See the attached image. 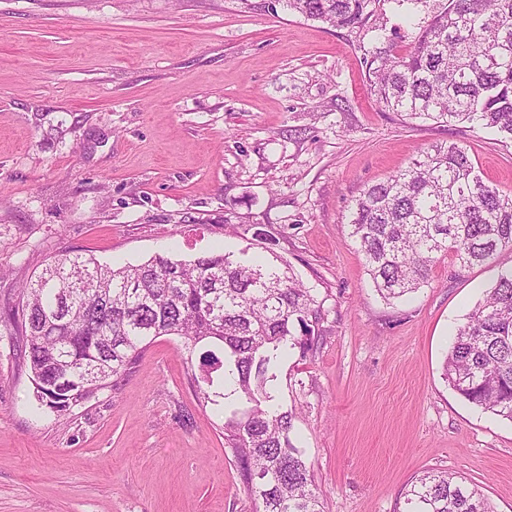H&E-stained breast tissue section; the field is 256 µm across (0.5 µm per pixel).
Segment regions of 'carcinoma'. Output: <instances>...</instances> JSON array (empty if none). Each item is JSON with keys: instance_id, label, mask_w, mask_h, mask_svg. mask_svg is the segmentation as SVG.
I'll use <instances>...</instances> for the list:
<instances>
[{"instance_id": "obj_1", "label": "carcinoma", "mask_w": 512, "mask_h": 512, "mask_svg": "<svg viewBox=\"0 0 512 512\" xmlns=\"http://www.w3.org/2000/svg\"><path fill=\"white\" fill-rule=\"evenodd\" d=\"M378 0H271L307 19L363 28ZM368 51L370 92L411 120L469 123L512 136V0H445L403 49L381 27ZM350 236L385 299L417 291L433 265H490L512 251V189L486 183L466 147L430 146L409 166L353 200ZM5 311L17 328L41 405L61 416L104 388L160 336H178L203 368H224L234 400L209 375L198 400L217 407L244 491L256 512H324L313 474L293 443V414L269 389L281 361L320 336L323 304L272 253L176 260L156 255L114 268L79 254L47 265ZM445 376L470 404L512 421V268L461 325ZM408 512H494L481 492L446 471L406 491Z\"/></svg>"}]
</instances>
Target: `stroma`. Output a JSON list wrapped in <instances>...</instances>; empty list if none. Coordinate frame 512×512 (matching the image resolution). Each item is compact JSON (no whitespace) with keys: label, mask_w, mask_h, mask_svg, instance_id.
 <instances>
[{"label":"stroma","mask_w":512,"mask_h":512,"mask_svg":"<svg viewBox=\"0 0 512 512\" xmlns=\"http://www.w3.org/2000/svg\"><path fill=\"white\" fill-rule=\"evenodd\" d=\"M269 0H0V307L59 254L120 267L245 251L255 234L323 301L321 334L272 392L324 512H405L424 471L512 512V421L444 376L453 334L512 266L438 260L412 298L374 290L347 216L442 141L512 188V140L408 121L367 89L363 29ZM182 340L116 384L39 407L0 322V512H253Z\"/></svg>","instance_id":"1"}]
</instances>
